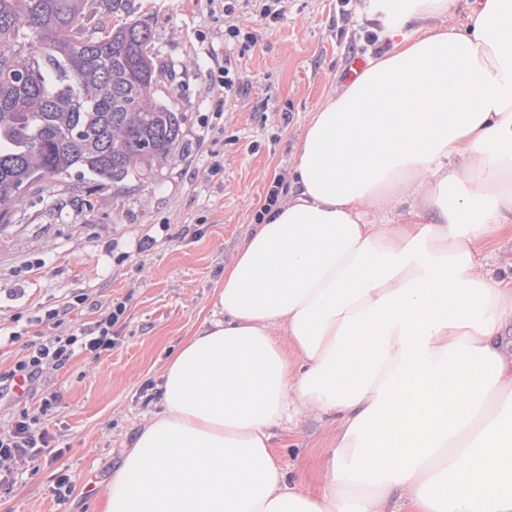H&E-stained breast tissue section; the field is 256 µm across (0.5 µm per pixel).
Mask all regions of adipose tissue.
<instances>
[{
    "instance_id": "ef3b65f1",
    "label": "adipose tissue",
    "mask_w": 512,
    "mask_h": 512,
    "mask_svg": "<svg viewBox=\"0 0 512 512\" xmlns=\"http://www.w3.org/2000/svg\"><path fill=\"white\" fill-rule=\"evenodd\" d=\"M364 0L383 51L325 93L288 196L224 269L167 360L105 512H512V0ZM334 420L325 485L272 445ZM483 254L497 272L506 278L512 277V224H504L487 240Z\"/></svg>"
}]
</instances>
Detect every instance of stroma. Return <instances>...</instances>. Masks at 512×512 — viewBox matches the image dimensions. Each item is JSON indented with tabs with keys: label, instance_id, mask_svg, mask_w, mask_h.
<instances>
[{
	"label": "stroma",
	"instance_id": "35a3bbf8",
	"mask_svg": "<svg viewBox=\"0 0 512 512\" xmlns=\"http://www.w3.org/2000/svg\"><path fill=\"white\" fill-rule=\"evenodd\" d=\"M131 12L156 34L161 63L174 66L170 95L183 112L190 152H175L143 182L54 186L50 201L25 197L11 223H0V373L35 344L97 320L125 302L118 340L101 355L78 352L60 369H46L45 391L0 397V426L13 414L39 416L55 451L17 460L18 478L0 491V512H103L101 494L87 496L83 481L104 484L121 463V450L157 411L145 385H160L169 356L215 308V290L255 222L269 186L289 177L303 126L325 91L345 80L362 51V26L342 20L336 0H284L273 27L253 25L238 0H130ZM253 31L254 46L224 48L230 27ZM229 59L236 93L223 96L211 80L214 61ZM220 172H212V161ZM89 195L90 205L75 203ZM81 309L68 310L74 296ZM57 320H46L49 310ZM54 393L45 403L46 393ZM336 440L328 418L304 414L274 440L277 461L311 492L322 487L327 450ZM74 489L57 494V477Z\"/></svg>",
	"mask_w": 512,
	"mask_h": 512
}]
</instances>
